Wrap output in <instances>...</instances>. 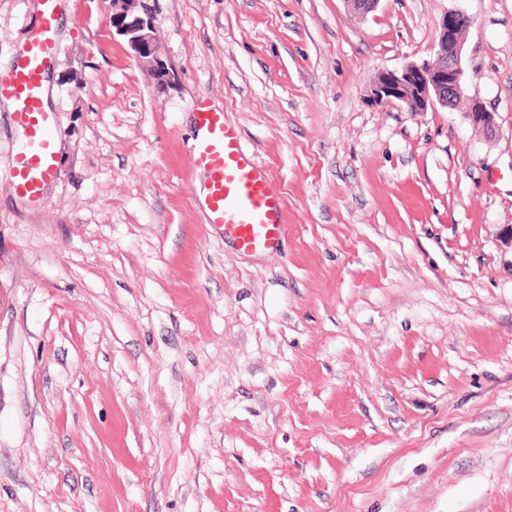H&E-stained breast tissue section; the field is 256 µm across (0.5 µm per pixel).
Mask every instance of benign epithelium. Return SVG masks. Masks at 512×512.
I'll list each match as a JSON object with an SVG mask.
<instances>
[{"label":"benign epithelium","instance_id":"benign-epithelium-1","mask_svg":"<svg viewBox=\"0 0 512 512\" xmlns=\"http://www.w3.org/2000/svg\"><path fill=\"white\" fill-rule=\"evenodd\" d=\"M470 24V18L460 11L445 13L438 24L435 60L422 64L409 62L399 69L379 71L370 83L369 100L375 104L406 105L416 112L456 103L463 96L462 32ZM112 29L126 39L136 56L152 60L158 82L171 80L168 65L158 56L146 0H112ZM464 118L487 134L495 131L494 113L477 99L470 101Z\"/></svg>","mask_w":512,"mask_h":512}]
</instances>
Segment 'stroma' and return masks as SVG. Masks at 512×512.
Returning a JSON list of instances; mask_svg holds the SVG:
<instances>
[{
  "label": "stroma",
  "instance_id": "35a3bbf8",
  "mask_svg": "<svg viewBox=\"0 0 512 512\" xmlns=\"http://www.w3.org/2000/svg\"><path fill=\"white\" fill-rule=\"evenodd\" d=\"M37 0H0V66ZM63 0L58 176L0 109V512H512V0ZM459 10L494 112L373 105ZM240 127L288 241L243 255L190 184L191 103ZM146 1L112 0V28L126 39L136 56L151 59L157 81L167 83L173 74L158 56L152 17ZM464 118L471 126L480 128L487 134H492L493 131H495L496 122L494 113L489 112L477 99L470 101L464 112Z\"/></svg>",
  "mask_w": 512,
  "mask_h": 512
}]
</instances>
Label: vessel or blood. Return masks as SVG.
<instances>
[{
	"label": "vessel or blood",
	"mask_w": 512,
	"mask_h": 512,
	"mask_svg": "<svg viewBox=\"0 0 512 512\" xmlns=\"http://www.w3.org/2000/svg\"><path fill=\"white\" fill-rule=\"evenodd\" d=\"M39 5L22 51L8 71L0 72V100L11 101V119L26 137L14 157L11 186L32 203L41 199L58 173V124L55 113L44 106V74L58 50L59 0H39ZM194 116L204 135L193 142L191 161L207 176V223L220 226L240 252L279 250L288 230L283 201L254 164L240 130L200 101L194 105Z\"/></svg>",
	"instance_id": "vessel-or-blood-1"
}]
</instances>
